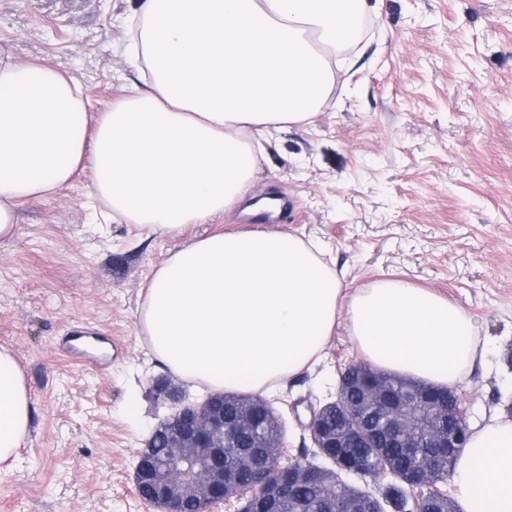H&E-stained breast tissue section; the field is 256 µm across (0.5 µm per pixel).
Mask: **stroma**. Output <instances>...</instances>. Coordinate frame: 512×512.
I'll return each instance as SVG.
<instances>
[{
    "label": "stroma",
    "mask_w": 512,
    "mask_h": 512,
    "mask_svg": "<svg viewBox=\"0 0 512 512\" xmlns=\"http://www.w3.org/2000/svg\"><path fill=\"white\" fill-rule=\"evenodd\" d=\"M312 123L271 131L246 198L191 234L250 231L251 199L288 198L276 233L318 242L346 295L382 280L429 289L487 342L456 390L476 425L512 402V0H368ZM130 0H0V47L78 80L95 114L140 85L127 55ZM90 170L18 202L0 240V346L31 395L29 434L0 473V512H155L136 456L174 409L150 391L169 369L139 324L145 286L180 239L104 222ZM361 355L347 322L325 360L266 395L285 463L322 464L305 429ZM140 401L138 419L124 405Z\"/></svg>",
    "instance_id": "obj_1"
}]
</instances>
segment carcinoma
<instances>
[{
	"label": "carcinoma",
	"mask_w": 512,
	"mask_h": 512,
	"mask_svg": "<svg viewBox=\"0 0 512 512\" xmlns=\"http://www.w3.org/2000/svg\"><path fill=\"white\" fill-rule=\"evenodd\" d=\"M374 371L367 363H354L341 377L347 380V400L362 406L367 395L362 384L365 373ZM224 411V422L233 423L242 416L251 420V425L234 436V442L224 449V469L235 473L238 484L254 486L253 502L261 504L264 512H334L336 505L350 495L357 494L354 487L336 485V478L328 476L318 482L308 480L295 482L283 497L268 500L262 488L256 486L257 478L264 476L270 485L278 484L281 476V456L274 444L282 435L281 424L267 403L253 395L220 393L213 396L204 412ZM321 423L325 431L336 435V429L346 423V418L334 408L322 413ZM172 428L160 424L152 433L149 444L153 455L160 461L168 455ZM345 452L361 467V476L376 479L387 471L398 474L405 466L435 468L436 479L443 481L448 472L454 470L455 462L462 452L458 448L448 456H441L437 449L426 447V442L412 450L405 448H347ZM361 512H375L378 504L386 503L390 512H433L448 508V502L435 499L428 489L409 487L394 482L387 484L381 496L363 494L359 497Z\"/></svg>",
	"instance_id": "1"
}]
</instances>
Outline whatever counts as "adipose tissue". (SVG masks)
Segmentation results:
<instances>
[{"mask_svg": "<svg viewBox=\"0 0 512 512\" xmlns=\"http://www.w3.org/2000/svg\"><path fill=\"white\" fill-rule=\"evenodd\" d=\"M367 0H136L128 47L150 80L89 118L85 93L0 49V239L15 206L64 189L89 164L113 216L178 236L242 199L268 128L305 124L336 83ZM382 371L439 388L463 381L477 324L430 291L383 280L345 298L315 244L274 232L215 234L155 270L140 324L176 376L212 392L266 391L318 363L339 318ZM31 396L0 347V470L29 433ZM464 512H512V420L473 427L455 465Z\"/></svg>", "mask_w": 512, "mask_h": 512, "instance_id": "adipose-tissue-1", "label": "adipose tissue"}]
</instances>
